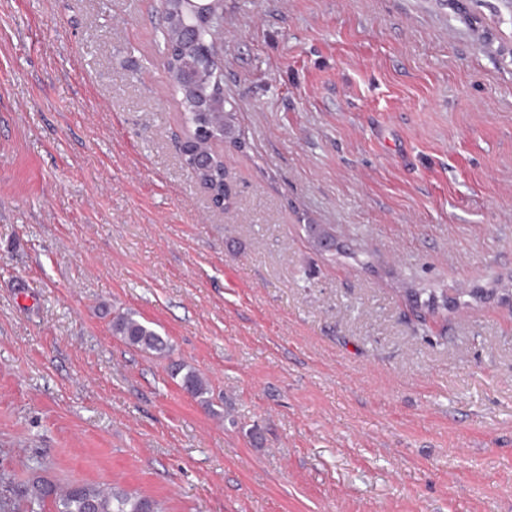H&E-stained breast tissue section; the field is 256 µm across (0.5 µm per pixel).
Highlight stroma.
<instances>
[{
	"instance_id": "35a3bbf8",
	"label": "stroma",
	"mask_w": 512,
	"mask_h": 512,
	"mask_svg": "<svg viewBox=\"0 0 512 512\" xmlns=\"http://www.w3.org/2000/svg\"><path fill=\"white\" fill-rule=\"evenodd\" d=\"M223 15L221 212L159 0H0V512L39 476L165 512H512V0ZM112 332L129 346L144 352H170L171 346L166 338L155 330L149 322L136 318V314L126 312L118 314L112 321ZM175 366L174 375L176 377L186 370L180 378V386L182 390L191 398L199 399V402L202 405L209 406L210 400L204 397L205 394L209 393V389L202 377L195 369L188 367L185 363H177Z\"/></svg>"
}]
</instances>
